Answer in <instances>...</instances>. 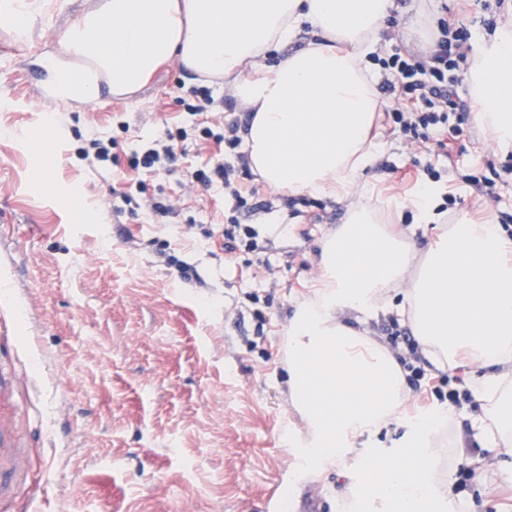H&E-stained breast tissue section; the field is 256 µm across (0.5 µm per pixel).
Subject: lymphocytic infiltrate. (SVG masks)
<instances>
[{
	"mask_svg": "<svg viewBox=\"0 0 512 512\" xmlns=\"http://www.w3.org/2000/svg\"><path fill=\"white\" fill-rule=\"evenodd\" d=\"M512 0H483L488 18L479 28L459 18L439 19L431 32L427 52L400 50L381 58L386 72L381 88L393 95L395 108L385 111V122L398 124L411 148L450 155L452 138L468 119L469 108L457 92V73L475 57V49L493 34ZM187 131L169 136L160 147L131 151L128 166L135 172L158 174L170 171L183 152Z\"/></svg>",
	"mask_w": 512,
	"mask_h": 512,
	"instance_id": "1",
	"label": "lymphocytic infiltrate"
}]
</instances>
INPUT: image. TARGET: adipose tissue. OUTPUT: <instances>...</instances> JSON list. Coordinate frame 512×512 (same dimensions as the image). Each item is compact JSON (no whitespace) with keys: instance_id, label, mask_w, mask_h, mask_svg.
<instances>
[{"instance_id":"ef3b65f1","label":"adipose tissue","mask_w":512,"mask_h":512,"mask_svg":"<svg viewBox=\"0 0 512 512\" xmlns=\"http://www.w3.org/2000/svg\"><path fill=\"white\" fill-rule=\"evenodd\" d=\"M395 0H100L68 25L61 55H47L49 97L89 103L101 86L136 91L170 60L227 80L252 113L241 134L254 172L272 189L323 194L353 187L377 148L369 135L379 102L366 61L388 30ZM305 47L292 50L299 37ZM282 50L271 72L261 59ZM471 86L477 119L495 140L512 142V28L482 46ZM373 202L351 208L346 224L320 242V285L288 325V389L307 425L289 436L310 467L345 460L355 439L396 418L405 376L366 331L346 324L370 316L383 294L402 290L409 325L434 364L459 357L483 367L472 392L482 412L471 429L486 447H512V250L500 228L450 225L440 244L416 258L406 239L375 221ZM411 423V448L397 463L370 454L366 484L346 486L364 512H432L452 506L436 484L430 438L444 420Z\"/></svg>"}]
</instances>
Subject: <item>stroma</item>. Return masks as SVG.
<instances>
[{
    "label": "stroma",
    "mask_w": 512,
    "mask_h": 512,
    "mask_svg": "<svg viewBox=\"0 0 512 512\" xmlns=\"http://www.w3.org/2000/svg\"><path fill=\"white\" fill-rule=\"evenodd\" d=\"M97 2L51 0L26 38L0 25V99L9 101L0 107V275L18 284L17 329L0 338V362L28 377L16 393V436L34 474L12 512H265L273 493L281 512H297L305 498L313 512H347L341 493L361 475L367 450L399 461L407 426L394 421L360 437L345 461L317 471L288 443L305 424L288 397L284 339L320 283L319 243L368 194L400 202L377 220L420 257L461 218L512 225V181L490 196L460 181L487 175L496 142L471 119L451 156L420 154L377 119L371 137L380 152L350 194H308L292 207L264 185L240 209L221 186L191 184L187 168L210 157L191 139L174 171L139 176L128 167L130 149L192 126L181 99L205 83L172 63L126 97L105 91L74 109L46 98L40 57L57 51L69 23ZM458 7L405 0L392 15L391 45L426 48L430 29ZM208 88L216 103L209 122L247 120L227 90ZM94 135L115 141L106 180L78 157ZM43 152L48 175L36 180ZM429 163L441 174L439 196L454 193L456 203L419 224L418 187L401 173ZM140 180L146 193L136 190ZM116 190L173 203L179 214L118 206ZM233 216L255 229L256 248L229 254L205 245L201 228L221 231ZM167 243L188 276L167 265ZM477 411L474 401L462 403L433 436L435 476L444 482L480 461L456 512H512L497 451L469 435Z\"/></svg>",
    "instance_id": "1"
}]
</instances>
